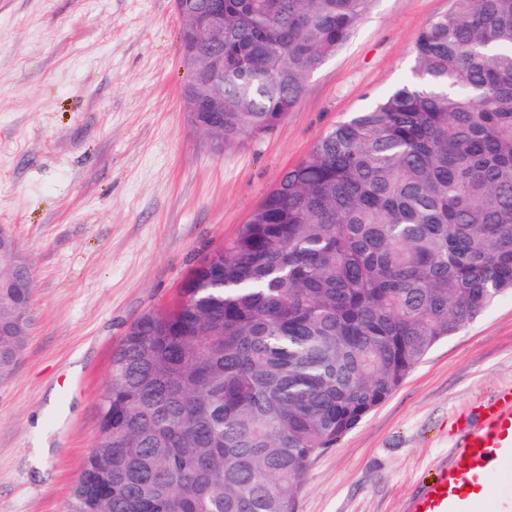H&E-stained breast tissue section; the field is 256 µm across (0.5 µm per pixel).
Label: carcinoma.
I'll list each match as a JSON object with an SVG mask.
<instances>
[{
	"label": "carcinoma",
	"instance_id": "obj_1",
	"mask_svg": "<svg viewBox=\"0 0 512 512\" xmlns=\"http://www.w3.org/2000/svg\"><path fill=\"white\" fill-rule=\"evenodd\" d=\"M224 8V111L185 84L222 147L272 131L371 0H189ZM0 376L22 353L31 264L0 241ZM113 352L76 512H295L314 457L441 340L512 293V0H454L411 77L328 131Z\"/></svg>",
	"mask_w": 512,
	"mask_h": 512
}]
</instances>
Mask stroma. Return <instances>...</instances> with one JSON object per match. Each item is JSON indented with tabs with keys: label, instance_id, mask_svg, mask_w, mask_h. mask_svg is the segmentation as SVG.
Here are the masks:
<instances>
[{
	"label": "stroma",
	"instance_id": "stroma-1",
	"mask_svg": "<svg viewBox=\"0 0 512 512\" xmlns=\"http://www.w3.org/2000/svg\"><path fill=\"white\" fill-rule=\"evenodd\" d=\"M453 0H372L268 134L215 149L187 120L174 0H0V226L34 274V325L0 378V512H75L112 354L175 303L281 175L409 75ZM512 296L437 344L311 463L295 512H406L498 393Z\"/></svg>",
	"mask_w": 512,
	"mask_h": 512
}]
</instances>
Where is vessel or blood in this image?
Returning a JSON list of instances; mask_svg holds the SVG:
<instances>
[{
  "label": "vessel or blood",
  "instance_id": "obj_1",
  "mask_svg": "<svg viewBox=\"0 0 512 512\" xmlns=\"http://www.w3.org/2000/svg\"><path fill=\"white\" fill-rule=\"evenodd\" d=\"M512 484V392L486 408L461 450L412 498L409 512H475L491 479Z\"/></svg>",
  "mask_w": 512,
  "mask_h": 512
}]
</instances>
